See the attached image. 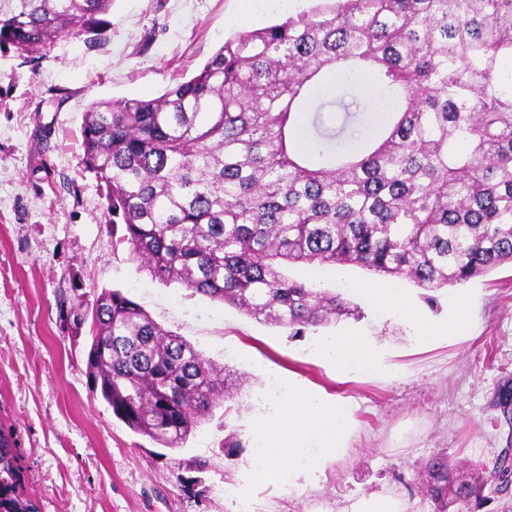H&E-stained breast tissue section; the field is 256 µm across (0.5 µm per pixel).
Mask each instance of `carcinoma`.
Masks as SVG:
<instances>
[{
    "label": "carcinoma",
    "mask_w": 512,
    "mask_h": 512,
    "mask_svg": "<svg viewBox=\"0 0 512 512\" xmlns=\"http://www.w3.org/2000/svg\"><path fill=\"white\" fill-rule=\"evenodd\" d=\"M236 32L192 77L152 99L92 103L82 164L112 214V239L151 278L232 305L292 336L353 309L282 273L349 263L438 290L512 263V0H305ZM112 0H0V49H45L106 25ZM341 72L370 104L344 145L321 113ZM91 393L132 432L180 448L230 373L119 289L91 308ZM441 512L487 499V472L427 464ZM0 428V512H39Z\"/></svg>",
    "instance_id": "cac0c4a2"
}]
</instances>
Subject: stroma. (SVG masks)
<instances>
[{
  "mask_svg": "<svg viewBox=\"0 0 512 512\" xmlns=\"http://www.w3.org/2000/svg\"><path fill=\"white\" fill-rule=\"evenodd\" d=\"M243 15V0H112L101 34L59 37L28 55L0 50V427L13 432L24 495L40 512H351L390 495L434 512L425 464L445 454L477 476L512 429L494 405L512 382V264L435 291L396 279L423 320L447 326L458 298L472 330L421 343L416 326L370 305L359 288L384 276L350 264L292 265L289 278L340 294L357 316L290 337L234 306L165 285L115 244L108 203L81 165L90 103L152 99L189 78L231 34L284 19ZM121 289L164 329L231 372L224 400L184 447L136 435L90 392V311ZM355 331L381 372L337 376L316 357L323 338ZM353 403L343 453L302 489L259 478L252 439L289 382ZM241 444L227 456L225 439ZM204 462L202 471L186 461Z\"/></svg>",
  "mask_w": 512,
  "mask_h": 512,
  "instance_id": "stroma-1",
  "label": "stroma"
}]
</instances>
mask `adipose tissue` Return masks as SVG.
Here are the masks:
<instances>
[{
	"label": "adipose tissue",
	"instance_id": "adipose-tissue-1",
	"mask_svg": "<svg viewBox=\"0 0 512 512\" xmlns=\"http://www.w3.org/2000/svg\"><path fill=\"white\" fill-rule=\"evenodd\" d=\"M330 359L337 375L374 369L378 358L362 337H333L316 348ZM353 427L349 404L327 402L319 391L298 389L289 396L272 419L260 421L254 436V463L259 476L276 475L289 487L320 473L343 448Z\"/></svg>",
	"mask_w": 512,
	"mask_h": 512
}]
</instances>
